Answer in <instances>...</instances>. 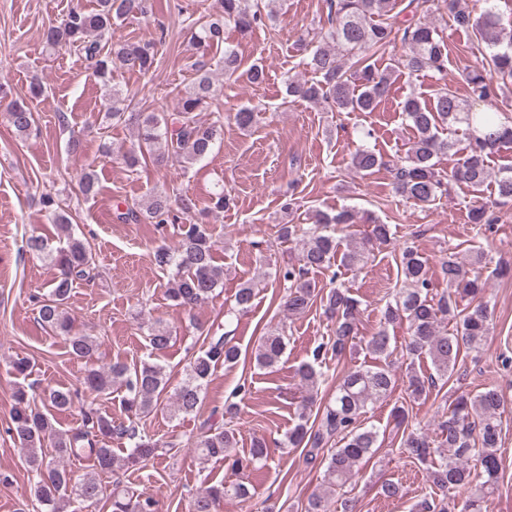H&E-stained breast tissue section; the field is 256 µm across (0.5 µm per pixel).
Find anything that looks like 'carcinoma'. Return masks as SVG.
Returning <instances> with one entry per match:
<instances>
[{
    "label": "carcinoma",
    "instance_id": "obj_1",
    "mask_svg": "<svg viewBox=\"0 0 512 512\" xmlns=\"http://www.w3.org/2000/svg\"><path fill=\"white\" fill-rule=\"evenodd\" d=\"M220 2L219 13L204 22H194L199 27L194 40L207 47L224 48V77L236 80L240 59L236 48L224 41V26L234 24L237 32L245 37L254 28L276 20L277 0ZM399 2L401 0H328L329 28L314 34L311 41L302 40L297 44V51L303 55L302 63L315 80L308 83L288 79V95L310 102H325L338 111L373 112L389 95L393 81L404 69L411 73L431 71L438 79L447 81L448 44L439 27L432 21L420 20L398 25L392 12ZM483 3L476 17L460 0L445 2L457 28L473 32L486 61L483 69L465 73L471 103H464L446 85L428 101L410 95L402 102V112L414 129L415 137L405 156L386 161L369 147L358 149L352 156L353 167L364 176L380 167L388 168L395 193L417 204L430 205L447 191L438 161L450 151L458 155L451 180L479 193L493 177L498 196L512 198V167H504L494 176L488 165V158L497 148L512 143V122L502 119L490 105L500 93L512 88V30L503 27L490 0H483ZM148 9L149 0H97L95 12L73 9L62 22L48 27L45 32L44 42L49 49L66 48L84 57L92 63L103 86L112 88L108 116L114 119L124 116L126 97L112 86V65L117 63L128 71L148 72L155 62L157 43L165 39V30L159 27L160 36L146 42H114L107 48L102 40L114 21L146 14ZM398 41L409 47L406 59L382 69L377 67L375 57ZM195 68L196 77L183 91L174 111L131 114L138 125L139 143L138 150L125 156L129 166L138 165L142 155L159 163L169 158L192 163L211 151L221 136L224 121L219 112L208 124L197 118V113L212 107L216 90L206 65L197 62ZM8 115L20 135L31 132L36 125L34 109L26 103L11 102ZM257 118L258 110L254 107H242L233 116L242 130L252 128ZM454 124L466 126L467 141L459 148L440 136V130ZM44 202L53 223L65 235L66 246L60 248L59 274L49 296L39 304L38 318L44 326L67 335L68 353L76 359H84L95 350L96 341L90 336L70 334V319L64 305L74 282L90 277L94 255L88 243L71 235L70 220L61 201L48 194ZM195 208L194 200L186 195L157 190L145 202L132 204L119 218L135 222L145 219L163 228L178 223L181 216ZM312 219L314 228L301 240L297 263L282 271L283 280L288 282V294L281 308L286 320L303 313L315 298H320L325 314L334 320L333 336L313 351L314 361L321 364L329 355L339 360L357 350L355 339L362 309L360 300L347 288H332L325 295L317 296L316 283L308 278L310 271L328 270L338 262L347 270L357 272L364 268L374 247L389 244L393 230L392 225L371 218L366 240H352L344 245L335 231L342 224L357 223L356 213L342 209L330 215L317 210ZM214 251L215 241L203 224L191 225L175 249L160 246L155 250V264L172 270L167 296L174 305L192 308L209 300L223 285L224 267L215 264ZM400 268L404 287L392 294V300L382 312L383 326L365 342V349L378 363L347 371L322 413L312 416L308 413L309 405H303L283 442L289 448H303L306 464L320 462L324 465L323 483L328 488L345 485L359 463L378 447L379 433L372 427H362L360 418L368 405L387 397L395 387L390 360L393 350L387 325L407 320L410 336L404 345L406 356L411 359L430 357L438 376L446 379L453 373L463 350H477L487 340V304L479 300L485 283L480 273L466 266L455 252H448V257L441 262L440 271L448 283V293L437 299L430 296L434 284L417 247L403 248ZM465 297L471 298L474 305L461 310L459 300ZM254 298L252 284L242 285L235 294L233 311L248 312ZM447 320L456 322V333L448 335L440 330ZM171 339V332L160 326L152 328L148 334L149 345L155 352L166 349ZM285 349V327L278 326L260 337L254 361L260 368H273ZM239 358L240 350L228 336H204L199 353L190 359L185 378L171 393L165 366L158 362L144 361L132 368L117 362L108 370L88 371L83 384L91 394L109 395L117 381L125 387L123 405L129 415L126 425L116 424L112 417L87 407L78 428L60 433L54 427L52 414L36 407L25 391L18 390L8 433L27 452L34 495L43 512H68L71 503L78 500L92 504L103 501L110 512H157L153 496L129 491L118 482L111 493H106L100 475L124 467L133 468L156 457L160 444L140 433L135 419L160 410L167 394L172 399V415L197 412L214 371L221 365L237 363ZM298 375L311 392L322 383L323 373L310 363L301 365ZM406 377L415 399L435 385L433 376L422 378L410 365ZM77 398L78 392L58 388L43 391L42 400L57 411H65ZM503 412L504 397L497 389L462 394L448 416L439 422L441 440L437 446H431L426 433L412 430L402 437L399 453L425 465L428 481L445 496L471 485L476 479L492 486L498 482L501 468L498 451ZM114 436L130 443L123 458L117 457L110 447ZM47 440L55 451L52 456L41 453ZM335 441L341 443V447L320 456L323 449ZM236 448L234 429L203 423L196 441V450L203 459L228 461L235 469L244 470L256 467L266 458L267 443L263 438L254 440L246 457L239 456ZM71 457L90 463V471L80 479L74 478L64 465ZM472 459L479 463L480 470L469 467ZM247 496L248 488L242 481L208 485L195 493L191 512H215L222 499Z\"/></svg>",
    "mask_w": 512,
    "mask_h": 512
}]
</instances>
